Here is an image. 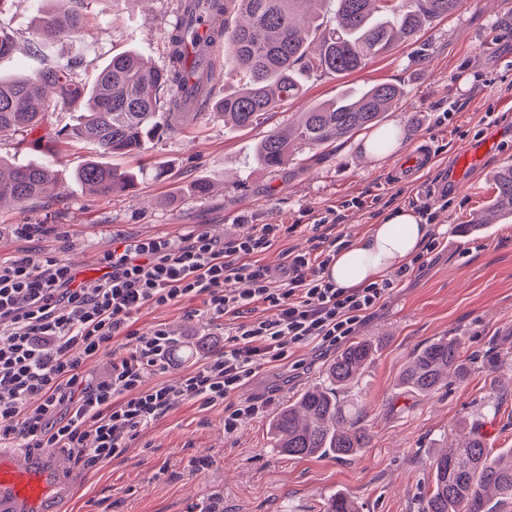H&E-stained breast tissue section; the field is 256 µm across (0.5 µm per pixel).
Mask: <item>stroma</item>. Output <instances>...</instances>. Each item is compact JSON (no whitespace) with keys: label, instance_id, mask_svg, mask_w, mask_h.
<instances>
[{"label":"stroma","instance_id":"stroma-1","mask_svg":"<svg viewBox=\"0 0 512 512\" xmlns=\"http://www.w3.org/2000/svg\"><path fill=\"white\" fill-rule=\"evenodd\" d=\"M179 0H88L89 26L52 44L54 58L77 62L90 82L113 54L132 51L148 65L168 63L166 41ZM35 0H0V27L14 36L13 53L0 57V75L37 69L27 53L36 38ZM401 85L404 96L382 127L401 149L371 160L365 133L327 148L303 150L277 170L252 161L256 145L274 128L345 90L375 83ZM48 128L0 137V156L18 165L50 164L58 194L30 207L0 206V260L19 251L66 260L82 256L78 273L97 275L100 255L117 235L180 240L204 232L220 239L247 224L294 225V232L258 254L278 266L286 251L305 250L311 226L339 211L336 231L353 241L393 210L410 208L431 188L448 187V204L432 226L437 246L422 268L388 274L383 306L356 333L378 349L357 386L339 398L372 434L370 447L348 459H291L273 446L268 422L309 386L324 383L334 352L310 344L288 361L262 366L239 395L266 405L264 414L235 434L224 432V408L187 400L127 442L124 454L88 468L65 451L50 467L72 474L65 512H323L336 493L356 512H419L432 485L427 461L479 428L489 448L512 449V218L467 232L495 193L494 173L512 165V0H462L458 11L425 26L413 40L342 77L309 74L298 98L267 121L246 129L204 121L195 137L153 141L143 154H100L111 167L138 176L128 194L105 197L72 177L83 150L49 142V130L75 124L78 108L61 105L47 89ZM427 146L430 159L404 168L410 152ZM478 149L481 166L465 187L452 189L459 153ZM207 192H196L197 182ZM359 198L363 207L350 206ZM165 324L180 348L155 382L176 384L191 367L222 348L233 318H211L201 300L145 307L135 326ZM458 338L468 372L427 396L398 379L411 354L442 337Z\"/></svg>","mask_w":512,"mask_h":512}]
</instances>
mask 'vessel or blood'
Instances as JSON below:
<instances>
[{
  "instance_id": "obj_1",
  "label": "vessel or blood",
  "mask_w": 512,
  "mask_h": 512,
  "mask_svg": "<svg viewBox=\"0 0 512 512\" xmlns=\"http://www.w3.org/2000/svg\"><path fill=\"white\" fill-rule=\"evenodd\" d=\"M70 481L45 466L37 451L0 447V512H53Z\"/></svg>"
}]
</instances>
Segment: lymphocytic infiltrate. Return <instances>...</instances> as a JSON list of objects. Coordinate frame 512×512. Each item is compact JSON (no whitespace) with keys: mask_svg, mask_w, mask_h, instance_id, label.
<instances>
[{"mask_svg":"<svg viewBox=\"0 0 512 512\" xmlns=\"http://www.w3.org/2000/svg\"><path fill=\"white\" fill-rule=\"evenodd\" d=\"M338 222L335 212L321 216L310 250L288 252L275 269L251 257L288 236L285 224H254L227 242L202 232L178 241L118 237L100 256L104 274L96 280H79L51 253L0 260V446L62 448L93 467L122 454L131 432L192 399L224 405V431L236 433L261 407L229 398L262 365L311 343L340 346L387 294L385 282L347 289L329 280L327 268L345 245L329 234ZM240 280L246 290L235 289ZM186 299L201 300L211 317L241 321L223 350L188 370L179 386L151 383L169 364L173 339L159 325L139 331L134 317ZM257 303L268 316L244 319ZM119 340L131 342L128 356L87 379L85 361Z\"/></svg>","mask_w":512,"mask_h":512,"instance_id":"f902f5d3","label":"lymphocytic infiltrate"}]
</instances>
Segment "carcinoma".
I'll list each match as a JSON object with an SVG mask.
<instances>
[{
    "mask_svg": "<svg viewBox=\"0 0 512 512\" xmlns=\"http://www.w3.org/2000/svg\"><path fill=\"white\" fill-rule=\"evenodd\" d=\"M335 3L332 23L321 20L324 5ZM39 0L38 37L31 50L42 68L18 79H0V133L43 125L48 103L45 89L56 90L61 104L82 102L85 112L75 125L54 133L53 140L91 145L112 155L140 153L155 137L178 134L197 125L213 106L224 124L243 129L256 125L268 112L302 93V72L346 76L386 52L399 41L412 39L430 21L454 13L461 0H185L183 10L208 9L224 14V47L229 77L238 90L211 102L200 94L195 111L191 97L175 93L198 71L196 32L181 25L168 37L169 66H147L133 53H121L102 67L93 85L76 79L73 64L52 61L47 45L62 34L80 35L86 0H66L45 8ZM318 54L310 53L311 36ZM403 90L378 83L349 90L302 114L295 126L270 132L258 148V160L277 169L304 149H317L381 123ZM78 180L103 196L122 194L131 178L91 157L79 167ZM56 184L52 167L41 164L4 169L0 160V203L25 206ZM496 194L488 201L485 224L512 217V166L495 174ZM375 352L368 341L347 346L328 367L327 384L313 386L283 406L272 418L274 447L289 457H353L369 447L372 436L338 400ZM466 371L460 342L441 337L417 351L399 382L426 396ZM432 488L421 512H493L489 494L512 500V450L494 455L477 430L455 448L429 461ZM325 512H355L352 501L337 494Z\"/></svg>",
    "mask_w": 512,
    "mask_h": 512,
    "instance_id": "cac0c4a2",
    "label": "carcinoma"
}]
</instances>
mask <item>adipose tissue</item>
<instances>
[{"label": "adipose tissue", "mask_w": 512, "mask_h": 512, "mask_svg": "<svg viewBox=\"0 0 512 512\" xmlns=\"http://www.w3.org/2000/svg\"><path fill=\"white\" fill-rule=\"evenodd\" d=\"M430 231V225L424 224L413 210H394L364 236L337 252L329 276L339 288H361L381 281L392 268L409 263L416 256Z\"/></svg>", "instance_id": "ef3b65f1"}]
</instances>
